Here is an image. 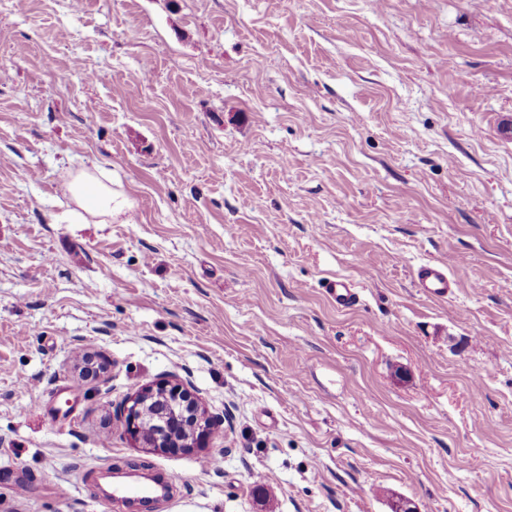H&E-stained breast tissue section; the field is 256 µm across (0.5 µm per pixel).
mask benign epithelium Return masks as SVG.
Returning <instances> with one entry per match:
<instances>
[{
    "mask_svg": "<svg viewBox=\"0 0 512 512\" xmlns=\"http://www.w3.org/2000/svg\"><path fill=\"white\" fill-rule=\"evenodd\" d=\"M122 413L135 441L162 452L190 451L220 426L177 379L142 386L126 398Z\"/></svg>",
    "mask_w": 512,
    "mask_h": 512,
    "instance_id": "1",
    "label": "benign epithelium"
}]
</instances>
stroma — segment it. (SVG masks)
<instances>
[{
	"label": "stroma",
	"instance_id": "35a3bbf8",
	"mask_svg": "<svg viewBox=\"0 0 512 512\" xmlns=\"http://www.w3.org/2000/svg\"><path fill=\"white\" fill-rule=\"evenodd\" d=\"M93 166L136 223L64 221ZM173 377L223 421L190 453L120 415ZM114 469L512 512V0H0V512H126ZM417 285L421 290L432 297L445 298L457 288L456 282L442 267L424 265L417 270ZM326 291L339 309L353 306L358 301V294L352 283L344 278L327 283Z\"/></svg>",
	"mask_w": 512,
	"mask_h": 512
}]
</instances>
